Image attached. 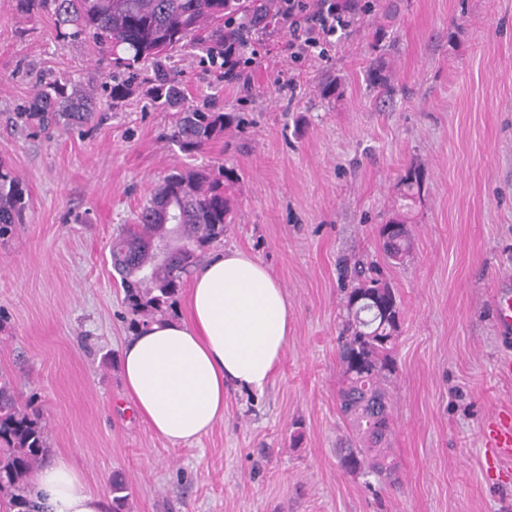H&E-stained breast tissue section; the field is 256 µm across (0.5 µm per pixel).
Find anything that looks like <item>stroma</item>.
<instances>
[{
  "label": "stroma",
  "mask_w": 512,
  "mask_h": 512,
  "mask_svg": "<svg viewBox=\"0 0 512 512\" xmlns=\"http://www.w3.org/2000/svg\"><path fill=\"white\" fill-rule=\"evenodd\" d=\"M359 3L324 58L292 61L276 30L266 64L230 81L171 52L165 68L189 103L240 118L190 158L167 143L172 115L146 95L151 66L112 100L92 41L61 40L53 16L0 0V161L26 201L0 243V374L37 398L53 452L94 489L109 495L124 474L130 512H512V460L488 470L484 441L512 409L491 302L512 288V0ZM380 25L389 36L375 49ZM378 59L388 95L369 78ZM63 77L99 91L91 127L13 123L38 84ZM335 81L342 96L324 97ZM194 164L237 173L223 246L266 264L293 320L270 385L228 389L223 421L173 447L125 397L109 246L163 176ZM411 166L424 180L408 203ZM400 215L414 248L395 265L379 229ZM351 257L380 271L403 311L390 483L340 463L336 338Z\"/></svg>",
  "instance_id": "obj_1"
}]
</instances>
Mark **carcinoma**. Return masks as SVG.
<instances>
[{"mask_svg": "<svg viewBox=\"0 0 512 512\" xmlns=\"http://www.w3.org/2000/svg\"><path fill=\"white\" fill-rule=\"evenodd\" d=\"M22 13L47 12L65 28L63 37L90 38L112 56L119 80L140 63L155 66L148 89L164 112H177L169 140L186 155L204 150L236 119L231 113L205 110L184 101L161 64L173 49H191L215 59L224 55L219 21L247 11L267 12L265 0H16ZM97 98L69 78L40 86L25 111L16 113L24 126L83 128L97 115ZM206 167L173 171L139 208L136 223L125 224L112 238L110 259L124 294L128 330L138 331L174 314L184 279L199 265L208 247L224 240L231 222L227 185ZM423 174L409 167L402 183L404 198L414 200ZM25 196L19 179L0 163V239L11 238L23 223ZM379 230L386 258L404 263L413 249L406 224L391 233ZM346 294L347 319L337 336L341 367L337 392L347 423L342 466L351 473L392 478L388 439L392 433L390 390L397 378L395 340L401 313L390 285L363 269L354 270ZM50 424L35 399L19 401L11 379L0 378V500L13 512H31L29 475L50 453ZM112 512H129L130 486L115 473L109 485Z\"/></svg>", "mask_w": 512, "mask_h": 512, "instance_id": "carcinoma-1", "label": "carcinoma"}]
</instances>
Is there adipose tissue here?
I'll use <instances>...</instances> for the list:
<instances>
[{
    "instance_id": "ef3b65f1",
    "label": "adipose tissue",
    "mask_w": 512,
    "mask_h": 512,
    "mask_svg": "<svg viewBox=\"0 0 512 512\" xmlns=\"http://www.w3.org/2000/svg\"><path fill=\"white\" fill-rule=\"evenodd\" d=\"M292 311L268 268L227 249L200 265L187 315L150 324L123 345L125 393L138 417L178 447L224 419V390H263L287 349ZM34 512H105L102 495L58 454L28 478Z\"/></svg>"
}]
</instances>
